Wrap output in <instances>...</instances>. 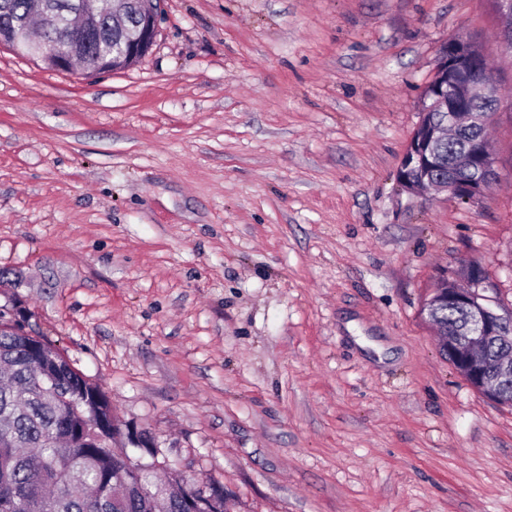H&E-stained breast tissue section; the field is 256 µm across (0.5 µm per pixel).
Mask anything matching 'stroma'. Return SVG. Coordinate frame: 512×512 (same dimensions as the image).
I'll return each mask as SVG.
<instances>
[{"label":"stroma","instance_id":"35a3bbf8","mask_svg":"<svg viewBox=\"0 0 512 512\" xmlns=\"http://www.w3.org/2000/svg\"><path fill=\"white\" fill-rule=\"evenodd\" d=\"M98 75L0 46V305L235 512H512V406L425 305L482 269L512 310V55L491 0H161ZM503 97L483 196L397 168L441 45Z\"/></svg>","mask_w":512,"mask_h":512}]
</instances>
